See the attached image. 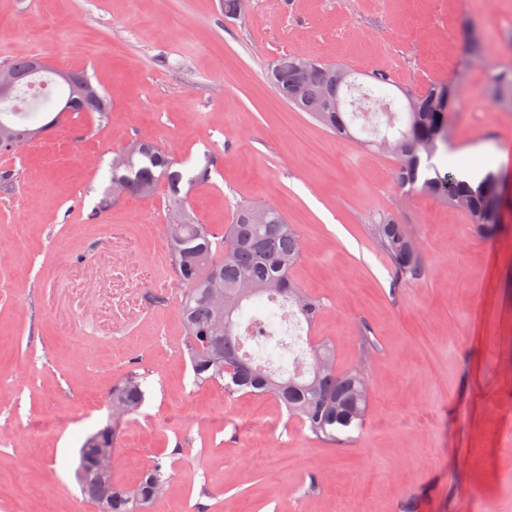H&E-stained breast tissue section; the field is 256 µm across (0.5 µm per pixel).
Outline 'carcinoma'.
I'll list each match as a JSON object with an SVG mask.
<instances>
[{"instance_id":"carcinoma-1","label":"carcinoma","mask_w":512,"mask_h":512,"mask_svg":"<svg viewBox=\"0 0 512 512\" xmlns=\"http://www.w3.org/2000/svg\"><path fill=\"white\" fill-rule=\"evenodd\" d=\"M302 56L285 53L271 65L270 80L279 96L341 138H356L355 131L367 134L360 143L390 154L395 160V179L402 189L423 193L461 210L469 223L488 238L496 236L503 221L488 210L497 193L500 174L489 170L476 182L460 177V172L440 173L433 159L448 153L451 140L450 116L459 105L458 84L436 81L411 93L417 111L408 102L398 105L389 99L393 75L382 69L370 72L371 83L358 98H348L350 90L342 79L344 67L314 59L308 68L298 62ZM100 103L89 106L99 123L108 120L105 95L89 84ZM486 91L493 103L512 109V67L487 70ZM48 95L30 102L20 101L13 116L25 120L42 111ZM121 169H111L112 186L127 195L149 196L160 182L168 188L174 223L166 225L169 255L183 287L179 310L187 355L194 383L224 382L229 396L249 393L265 396L284 408L288 418L297 420L319 441L347 442L351 432L362 427L369 409L367 377L359 368L340 371L330 344L309 350L313 370L267 371L246 353L248 341L263 336L274 341L280 355L288 346L275 339L273 322L257 316L245 317L246 307L277 297L296 304L297 311L311 325L323 314L324 302L303 290L292 276L301 261V237L294 225L275 207L262 202L238 204L232 223L200 224L186 210L187 195L182 186L204 183L210 178V164L186 177L176 169L170 152L147 142H136ZM370 232L383 255L395 270L396 281L417 280L422 260L415 237L390 213L374 216ZM288 378H283V374ZM145 400L143 377L132 371L112 387V426L89 435L79 450L76 479L84 498L97 512H145L153 503L151 491L160 483L169 487L171 475L156 460L138 484L124 487L90 468L95 451L117 450L115 420L137 413Z\"/></svg>"}]
</instances>
